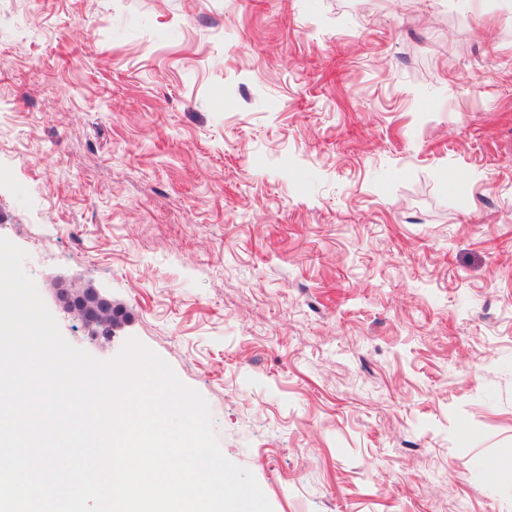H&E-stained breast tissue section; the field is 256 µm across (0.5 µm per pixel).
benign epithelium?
Listing matches in <instances>:
<instances>
[{
    "label": "benign epithelium",
    "mask_w": 512,
    "mask_h": 512,
    "mask_svg": "<svg viewBox=\"0 0 512 512\" xmlns=\"http://www.w3.org/2000/svg\"><path fill=\"white\" fill-rule=\"evenodd\" d=\"M54 301L68 317L82 321L87 336L93 342L107 343L122 323L114 313L116 303L92 281H77L57 277L51 281Z\"/></svg>",
    "instance_id": "benign-epithelium-1"
}]
</instances>
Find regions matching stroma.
Masks as SVG:
<instances>
[{
  "label": "stroma",
  "mask_w": 512,
  "mask_h": 512,
  "mask_svg": "<svg viewBox=\"0 0 512 512\" xmlns=\"http://www.w3.org/2000/svg\"><path fill=\"white\" fill-rule=\"evenodd\" d=\"M0 236L273 512H512V0H0ZM50 286L57 306L67 317L82 321L91 341L110 342L122 326L123 322H119L114 313L117 304L92 281L57 277Z\"/></svg>",
  "instance_id": "obj_1"
}]
</instances>
